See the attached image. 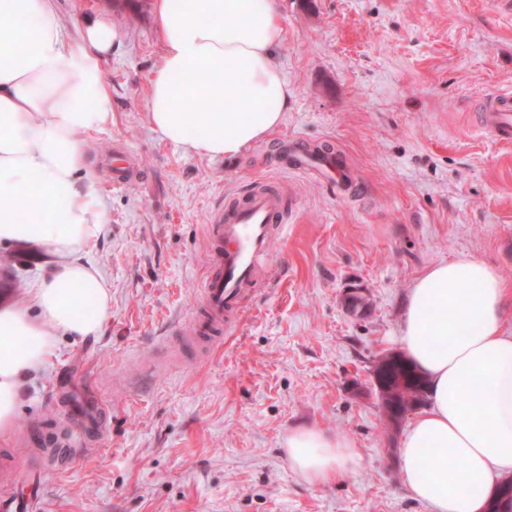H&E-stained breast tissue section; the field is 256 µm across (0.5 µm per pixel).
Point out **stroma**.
Masks as SVG:
<instances>
[{
    "mask_svg": "<svg viewBox=\"0 0 512 512\" xmlns=\"http://www.w3.org/2000/svg\"><path fill=\"white\" fill-rule=\"evenodd\" d=\"M152 4L56 0L72 38L100 17L121 34L104 63L112 122L91 139L110 224L92 260L112 315L97 336L58 337L0 433V468L33 512H430L401 481L403 429L373 370L430 266L477 256L512 284V144L480 131L512 92V0H279L283 119L227 158L185 154L149 123ZM285 145L331 148L353 192L284 166ZM117 149L134 172L120 187ZM258 183L286 192L288 229L208 350L185 330L208 226ZM44 265L38 248L1 246L0 304L26 305ZM299 427L354 443L357 464L310 486L285 448Z\"/></svg>",
    "mask_w": 512,
    "mask_h": 512,
    "instance_id": "stroma-1",
    "label": "stroma"
}]
</instances>
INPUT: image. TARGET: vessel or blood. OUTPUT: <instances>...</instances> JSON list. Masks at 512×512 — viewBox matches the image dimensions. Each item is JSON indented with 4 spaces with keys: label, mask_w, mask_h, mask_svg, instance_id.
I'll list each match as a JSON object with an SVG mask.
<instances>
[{
    "label": "vessel or blood",
    "mask_w": 512,
    "mask_h": 512,
    "mask_svg": "<svg viewBox=\"0 0 512 512\" xmlns=\"http://www.w3.org/2000/svg\"><path fill=\"white\" fill-rule=\"evenodd\" d=\"M482 128L499 142H512L511 94H499L490 102ZM287 221L281 194L269 187L252 190L216 214L208 227L210 254L200 309L188 327L201 344H216L225 330L237 324L240 302L257 284L258 263L266 256L274 233Z\"/></svg>",
    "instance_id": "obj_1"
}]
</instances>
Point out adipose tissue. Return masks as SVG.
I'll return each instance as SVG.
<instances>
[{
	"label": "adipose tissue",
	"instance_id": "ef3b65f1",
	"mask_svg": "<svg viewBox=\"0 0 512 512\" xmlns=\"http://www.w3.org/2000/svg\"><path fill=\"white\" fill-rule=\"evenodd\" d=\"M162 43L150 78L152 128L188 154L229 157L282 120L288 83L274 50L278 0H154ZM0 244L46 256L28 304L0 306V432L58 337L97 335L111 315L109 286L90 254L108 225L86 136L112 121L103 62L110 22L73 44L55 0H0ZM92 296L90 311L77 301ZM512 285L478 257L431 266L413 282L398 342L427 381V403L404 431L403 483L431 512H484L512 475ZM289 463L311 485L342 475L359 453L317 428L291 431Z\"/></svg>",
	"mask_w": 512,
	"mask_h": 512
}]
</instances>
